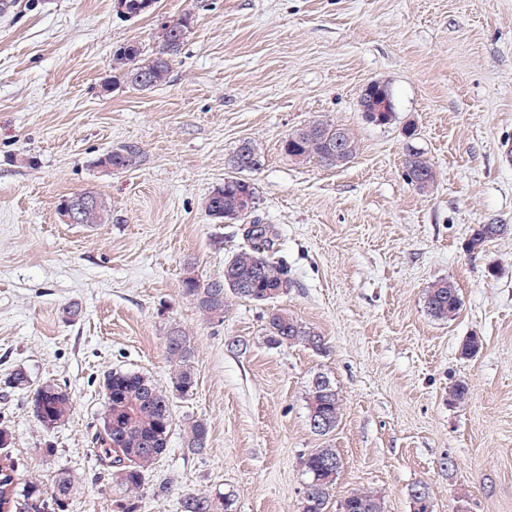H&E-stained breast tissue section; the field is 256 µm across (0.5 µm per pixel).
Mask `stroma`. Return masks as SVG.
I'll list each match as a JSON object with an SVG mask.
<instances>
[{"label":"stroma","mask_w":512,"mask_h":512,"mask_svg":"<svg viewBox=\"0 0 512 512\" xmlns=\"http://www.w3.org/2000/svg\"><path fill=\"white\" fill-rule=\"evenodd\" d=\"M185 14L168 83H112L119 45L153 52L161 22ZM372 82L391 92L388 125L361 110ZM318 121L352 131L348 163L282 152ZM244 139L263 159L252 219L274 229L293 286L265 305L228 297L213 323L181 281L223 277L248 243L246 222L205 210ZM121 143L139 146L138 163L97 167ZM412 148L434 168L424 190L405 176ZM86 191L108 203V223L63 221L59 201ZM480 224H512V0H158L129 20L113 0H17L0 13V426L20 480L47 486L69 467L81 485L68 512H112L93 445L103 375L167 385L175 327L196 386L173 401L170 452L137 512H180L189 491L229 495L234 512H299L301 459L325 447L343 461L332 502L368 489L383 512H413L418 485L431 512H512V234L473 254ZM442 278L461 299L449 322L424 305ZM275 310L324 351L271 344ZM473 334L483 347L463 358ZM19 368L66 387L65 425H41L27 391L7 386ZM319 373L342 400L325 435L305 402ZM458 381L460 403L448 396ZM192 419L209 427L202 455L183 447ZM162 481L168 494L154 496Z\"/></svg>","instance_id":"1"}]
</instances>
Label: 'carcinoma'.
<instances>
[{
  "label": "carcinoma",
  "instance_id": "carcinoma-1",
  "mask_svg": "<svg viewBox=\"0 0 512 512\" xmlns=\"http://www.w3.org/2000/svg\"><path fill=\"white\" fill-rule=\"evenodd\" d=\"M157 48L151 55L136 43H124L112 55V79L115 83H129V71L140 69L155 81V86L167 83L172 59L184 44L181 34L162 25L156 32ZM347 147L346 155L336 156V138ZM358 145L349 129L329 122H316L286 137L281 143L282 152L294 160L317 159L329 166H337L345 157L356 154ZM140 150L135 145L112 149V154H102L96 161L101 165L110 160L115 166L127 169L137 163ZM262 166L261 156L255 145H250L246 160L231 158L234 174L224 178V185L217 187L205 201V209L216 221L242 220L255 211L257 189L246 174ZM406 176L410 183L425 189L434 182L432 165L420 153L409 155ZM109 220V207L99 196L78 212L77 223L91 227ZM502 225L479 224L473 229L467 249L475 252L500 236ZM270 229L265 224H252L246 232L251 245L239 250L227 263L231 278L200 280L188 271L182 280L183 294L209 321L224 322V301L230 294L256 303H266L288 293L292 280L288 269L270 254ZM425 308L435 319L448 322L456 319L461 300L454 284L446 279L434 282L425 294ZM270 340L275 343L301 342L312 350L324 349L319 333L306 328L287 313H270L266 326ZM167 359L174 371L166 386H160L150 377L135 371L115 370L103 377L104 408L101 413L102 431L96 434L94 444L97 456L107 460L112 470L108 472L109 485L116 498L112 512H136V503L143 490L146 476L166 455L172 432V402L174 397L186 395L196 385L190 366L192 347L184 332L172 329L165 339ZM8 385L12 388L30 389V409L33 417L47 428L63 424L72 413V398L66 389L54 382H45L29 388L26 372L17 369L10 374ZM306 405L309 422H320L331 432L341 415V399L330 379L316 375L310 382ZM184 445L193 455H202L208 448L209 428L202 420L187 423ZM307 475L305 496L300 512H329L330 490L342 468V460L334 448H315L302 457ZM79 478L73 470L62 467L49 486L29 482L18 486L17 470L11 458L0 463V512H67L70 500L79 488ZM233 499L216 498L202 491H191L181 499V512H232ZM336 512H383L381 499L371 491L358 490L336 504Z\"/></svg>",
  "mask_w": 512,
  "mask_h": 512
}]
</instances>
